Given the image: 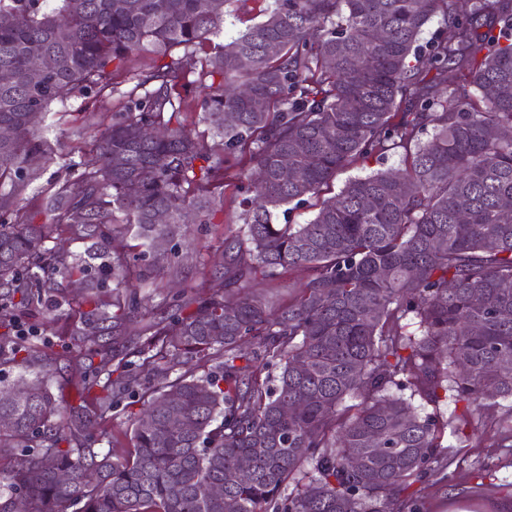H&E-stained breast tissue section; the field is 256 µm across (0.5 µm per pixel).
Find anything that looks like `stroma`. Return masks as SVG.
I'll list each match as a JSON object with an SVG mask.
<instances>
[{
  "label": "stroma",
  "instance_id": "1",
  "mask_svg": "<svg viewBox=\"0 0 512 512\" xmlns=\"http://www.w3.org/2000/svg\"><path fill=\"white\" fill-rule=\"evenodd\" d=\"M132 82L120 84L117 94L99 98L95 95L76 96L65 103H56L38 127V134L57 154L56 163L38 169L27 176L22 192L29 211L36 221L48 224L52 216L47 202L65 183L75 176L66 170L65 163L73 148L91 139L97 130L110 124L113 115L125 102L124 92ZM223 212L217 213L209 224H192L190 237L176 234L163 244L164 249L178 252L182 278L211 287L214 281L208 261L220 258L227 228H241V192L228 186L224 192ZM48 247L63 257L65 262L86 257L95 252L89 278L98 286L100 295H110L115 285L112 275V252H137L138 241L132 236L116 238L112 245L95 247L83 240L48 239ZM420 416L433 413L447 421L442 444L448 459L440 476L423 485L421 495L427 512H497V505L512 499V398L498 397L485 401L475 410H466L463 404L442 400L432 406L414 399Z\"/></svg>",
  "mask_w": 512,
  "mask_h": 512
}]
</instances>
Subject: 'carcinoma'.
I'll use <instances>...</instances> for the list:
<instances>
[{
  "label": "carcinoma",
  "instance_id": "obj_1",
  "mask_svg": "<svg viewBox=\"0 0 512 512\" xmlns=\"http://www.w3.org/2000/svg\"><path fill=\"white\" fill-rule=\"evenodd\" d=\"M245 2L0 0L13 18L0 25V70L14 75L0 84V127L12 130L0 142V186L11 184L0 193V357L30 375L0 397V512L19 496L28 512H421L409 489L436 472L442 426L389 390L435 406L445 393L468 410L512 397V93L488 92L512 89V0H268L196 69ZM437 16L449 36L430 43L428 71L418 40ZM34 48L53 61L36 76ZM133 55L153 59L131 71ZM124 74L123 112L70 159L78 179L55 197L54 223H30L22 173L54 161L39 120L77 94L118 92ZM192 87L205 91L208 137L180 120ZM154 124L167 136L145 138ZM398 151L402 171L349 180L307 224L273 223L339 170ZM232 169L251 196L244 229L224 239V289L167 292V314L139 328L137 360L89 347L75 322L60 352L11 334L27 311L42 315L35 333L55 324L52 233L132 232L150 248L184 211L206 223L224 210L215 189ZM159 211L169 223H154ZM178 265L163 252L138 270L112 253V297L89 293L87 315L118 342L152 302L131 279L176 277ZM291 269L302 278L288 298L251 291ZM90 351L100 361L80 373L73 405L53 392L54 366ZM176 368L167 385L150 381ZM351 394L353 412L342 408ZM134 397L131 448L97 451ZM210 484L224 493L207 495Z\"/></svg>",
  "mask_w": 512,
  "mask_h": 512
}]
</instances>
